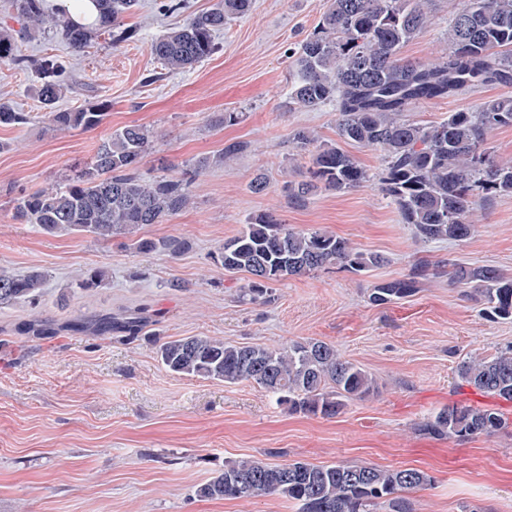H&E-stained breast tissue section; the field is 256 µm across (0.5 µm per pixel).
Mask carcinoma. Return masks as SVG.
Wrapping results in <instances>:
<instances>
[{
	"instance_id": "carcinoma-1",
	"label": "carcinoma",
	"mask_w": 512,
	"mask_h": 512,
	"mask_svg": "<svg viewBox=\"0 0 512 512\" xmlns=\"http://www.w3.org/2000/svg\"><path fill=\"white\" fill-rule=\"evenodd\" d=\"M100 24L92 29L65 15L45 12L42 0H14L28 26L49 25L54 35L83 53L104 34L129 40L135 30L113 34L118 20L133 12L138 0H97ZM431 0H324L313 34L295 51L296 69L288 85V107L314 109L336 105L340 139L382 153L379 173L382 196L395 205L403 223L423 242L463 241L474 231L468 220L473 198L512 194V165L496 160L486 134L512 126V98L488 100L475 110L448 113V118L422 126L404 118L411 106L445 100L479 86L512 84V0H462L448 27L450 50L434 63L400 57L401 48L430 21ZM252 0H219L212 10L196 15L151 44V52L170 71L186 69L211 55L213 34L228 21L245 15ZM0 64L23 66L8 36L0 35ZM41 80L39 99L47 119L58 130H89L104 113L88 104L56 111L53 104L64 88L63 66L54 56L36 65ZM26 112L0 102V125L28 123ZM295 148L311 154L301 179L286 185L288 198L301 206L320 190L350 191L370 181L354 156L335 145L321 144L310 131L293 134ZM151 150L149 131L139 126L118 129L102 142L90 163L70 183L55 191L36 190L21 197L16 217L44 234L84 233L108 241L130 236L129 248L142 254L163 253L171 259L189 248L186 239L159 240L139 236L144 225L162 224L188 202L187 181L180 176L146 180L141 167ZM217 262L229 272H246L241 287L246 301H264L272 285L321 269L366 272L385 257L354 247L324 231H296L267 213L249 219L224 242ZM431 274L465 285L491 320H512V278L488 266L454 258L437 263L421 260L408 272L376 284L371 304L387 305L415 295ZM45 274L0 273V306L31 303L40 296ZM141 320L102 315L92 325L100 336L112 331L135 336ZM159 358L170 372L227 384L248 382L276 397L295 412L333 418L352 402L377 390L375 379L342 358L323 341H296L285 347L237 345L206 336H189L159 346ZM462 382L483 393L512 401V348L490 358L469 360L459 368ZM506 426L501 414L486 408L451 406L422 424L433 436L465 441L490 436ZM431 482L414 469H387L344 463L314 465L304 461L275 464L260 459L227 463L224 470L197 489L211 499L279 495L296 512H413L405 493Z\"/></svg>"
}]
</instances>
